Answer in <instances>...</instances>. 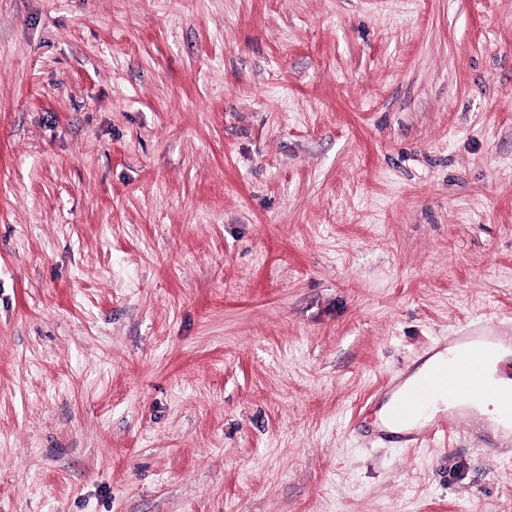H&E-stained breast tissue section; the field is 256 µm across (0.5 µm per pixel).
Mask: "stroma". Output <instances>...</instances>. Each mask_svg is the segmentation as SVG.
Returning <instances> with one entry per match:
<instances>
[{
	"label": "stroma",
	"instance_id": "1",
	"mask_svg": "<svg viewBox=\"0 0 512 512\" xmlns=\"http://www.w3.org/2000/svg\"><path fill=\"white\" fill-rule=\"evenodd\" d=\"M512 343V0H0V512H512V436L364 403Z\"/></svg>",
	"mask_w": 512,
	"mask_h": 512
}]
</instances>
